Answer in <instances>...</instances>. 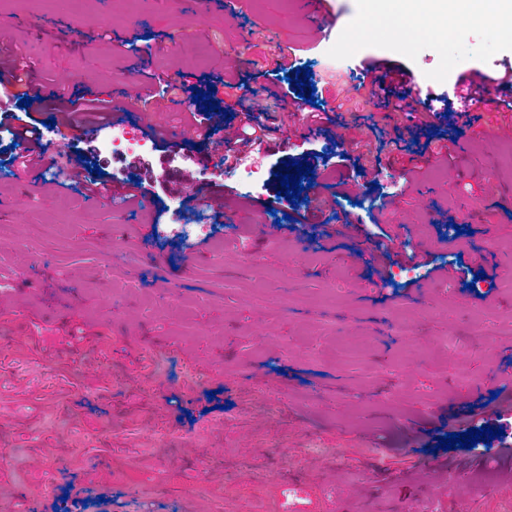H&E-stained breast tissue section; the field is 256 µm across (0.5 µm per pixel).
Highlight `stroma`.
<instances>
[{
	"mask_svg": "<svg viewBox=\"0 0 512 512\" xmlns=\"http://www.w3.org/2000/svg\"><path fill=\"white\" fill-rule=\"evenodd\" d=\"M321 9L324 37L294 0H0V49L30 63L26 84L0 87V512H60L72 488L73 512H354L356 497L364 512H512V456L439 447L477 400L512 399L492 380L512 353V278L486 262L512 259V112L477 110L458 88L512 69V43L479 21L444 41L365 37L335 59L379 14L371 0ZM281 54L309 67L317 104L271 75ZM375 67L411 75L430 127L394 129V90L358 88ZM118 82L120 124L152 149L114 154L96 124H59L54 92L108 100ZM187 86L211 88L219 110L192 112ZM30 88L55 126L49 163L22 175L13 132ZM249 102L298 114L289 139L174 146L149 123L220 133ZM315 108L320 122H302ZM447 112L465 140L443 157ZM80 155L104 183L145 186L141 207L61 188L51 164ZM289 161L313 167L296 203L278 194ZM246 165L261 182L243 185ZM228 205L234 223H216ZM176 213L208 226L206 246L144 238ZM383 230L426 242L433 273L372 259ZM402 314L413 335L397 334Z\"/></svg>",
	"mask_w": 512,
	"mask_h": 512,
	"instance_id": "35a3bbf8",
	"label": "stroma"
}]
</instances>
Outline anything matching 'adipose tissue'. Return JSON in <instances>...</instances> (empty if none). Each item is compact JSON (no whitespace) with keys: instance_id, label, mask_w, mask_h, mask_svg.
I'll return each instance as SVG.
<instances>
[{"instance_id":"ef3b65f1","label":"adipose tissue","mask_w":512,"mask_h":512,"mask_svg":"<svg viewBox=\"0 0 512 512\" xmlns=\"http://www.w3.org/2000/svg\"><path fill=\"white\" fill-rule=\"evenodd\" d=\"M394 9L418 28L439 27L455 31L468 29L477 11L495 17L498 34L512 41V0H481L479 10L464 8L458 0H388Z\"/></svg>"}]
</instances>
